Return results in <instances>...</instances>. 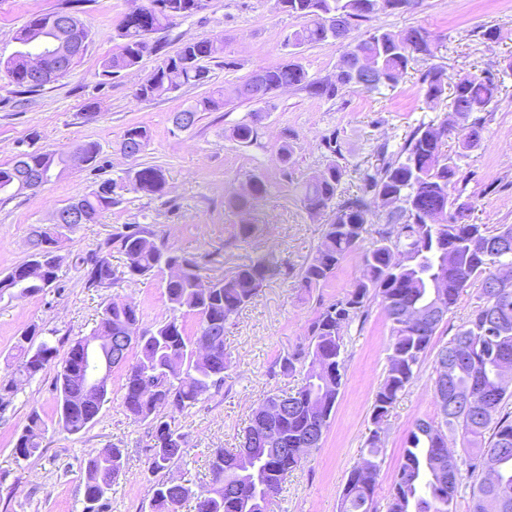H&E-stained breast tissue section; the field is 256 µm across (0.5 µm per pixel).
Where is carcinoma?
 <instances>
[{
    "label": "carcinoma",
    "mask_w": 512,
    "mask_h": 512,
    "mask_svg": "<svg viewBox=\"0 0 512 512\" xmlns=\"http://www.w3.org/2000/svg\"><path fill=\"white\" fill-rule=\"evenodd\" d=\"M158 0H146L137 7L140 18L124 16L116 30L121 41L119 51L101 64L99 75L115 77L137 66L142 55L141 43H151L159 53L162 43L151 35L170 28L178 19L198 12L196 0H164L169 10L156 8ZM398 0H276V8L289 16L303 20L299 29L288 35V44L300 47L308 44L339 42L345 52L335 80L317 81L308 78L304 68L290 58L276 66L261 68L254 81L236 85L232 94L256 105L251 120L237 123L232 136L240 143H252L258 138L257 118L263 104L273 91L297 87L309 94L333 99L347 89L381 93L395 86L411 62L417 57L433 56L435 43L422 27L400 31L375 29L362 35L354 34L359 23L379 11H392ZM65 33L81 43L86 50L90 32L76 16V11L62 10L35 14L21 27L15 40L19 48L7 63L12 82L25 92H34L63 77L78 63L68 57H58L49 64V76L33 75L28 68V55L39 45L53 42ZM224 52V46L211 41L185 43L174 55L163 59L138 86L136 96L151 100L183 87L200 86L210 80L203 61ZM425 96L433 101L445 91H451V112L440 125L421 122L393 152L382 146V163L360 173L359 192L348 198L339 193L346 167L340 163L342 153L335 134L322 139L330 161L319 179L311 178L300 187V201L312 214L333 209L334 218L325 225L315 254L302 267L300 283L304 288H319L333 274L339 262L362 247L365 234H370L369 246L362 260L365 275L353 289L334 302L321 306L307 327L306 344L279 359L277 365L284 376L301 375V384L292 394H272L266 403L288 402V422L277 426L279 440L273 450L262 443L252 442V431L258 419L253 413L243 430L239 447L217 448L211 454V481L197 491L165 477L185 453V437L175 425L176 415L195 406L213 388L224 383L227 353L224 335L235 315L257 297L264 282L281 272L283 263L258 257L240 266L229 278L207 281L202 275L206 256L187 254L156 242V234L146 225L127 224L125 229L85 259L87 283L95 288L112 285L111 249L122 252L128 260L131 277H146L177 263L180 278L165 282L170 305L168 319L152 328H141L139 309L132 302H111L101 312L93 330L95 335L111 337L108 355L112 366L125 367L122 405L135 423L148 425L146 445L148 471L157 477L151 486L150 507L153 512H180L183 504L195 499V512H268V508L283 489L288 475L300 467L303 457L293 453L306 441L310 429L326 430L343 384L342 367L345 344L342 335L346 325L367 316L372 301H379L390 323V350H399L404 357H389V366L382 386L376 394L373 408L381 409L374 417L380 423L413 383L418 367L426 355L432 337L442 321L413 328L403 316L437 297L442 300L444 313L455 306L460 293L470 282L478 280L481 288L478 305L459 325L456 334L469 336L470 347L459 352L448 366V384L455 391L470 395L476 403L491 398L493 411L485 416L477 411L452 421L443 418L442 425L457 432L466 447H476L468 454L466 470H461L458 458L443 444L441 432L433 422L418 420L410 431L400 464V478L391 492L389 512H453L459 485L471 480L472 512H489L486 499L493 494L501 499L499 512H512V411L505 410L512 400V383H499L496 367L500 359L512 360V332L496 335L483 323L487 308L502 305L512 321V292L500 299L494 293V278L502 268L512 269V224H500L490 231L483 224L471 223L476 209L475 195L457 186L456 159L442 154L443 138L454 134L463 149H472L471 137L483 140V125L477 113L487 111L501 92L500 78L483 74H466L448 81L439 67L431 66L421 75ZM224 90L217 89L187 108L173 113L172 119H182L194 126L201 112H216L224 108ZM31 150L18 154L0 165V196L14 198L29 190L31 183L47 182L68 169L67 160L74 148L85 154V162L93 166L100 154L95 142L78 143L61 151H43L35 147L37 132L29 134ZM127 149L131 160H138L148 145V132L143 127L127 129L119 142ZM253 181L249 193L228 200L230 208L248 214L268 198L274 185L260 175H250ZM148 195L165 194L166 178L153 165H140L128 171L120 180L107 179L85 194L71 198L57 212V223L69 224L74 214L83 223L94 224L99 215L118 204L120 192L126 187ZM379 207L386 208L385 223L369 230L372 217ZM51 233L33 231L31 248L33 261L29 268L22 295L37 294L57 279V258L42 264L36 260L45 239ZM193 314L198 318L194 335L185 334L183 319ZM139 334L135 343L128 336ZM36 328L26 330L17 338L15 348L22 355L17 374L32 379L55 359L57 348L42 341L31 347ZM85 337L73 340L58 371L55 389L58 392L62 428L78 433L95 420L87 406L80 383L87 370L83 353ZM137 359L128 362L131 350ZM45 424L33 411L14 445L15 454L24 459L41 447ZM285 448L281 454L277 449ZM498 448L505 452L494 456L496 482L487 484L485 461ZM246 451L259 459L256 470L245 471L239 466ZM126 458L123 448H101L85 461L83 500L85 512H96L106 506V495L121 473ZM382 461L378 432L368 440L367 455L350 471L349 493L342 498V512H376L375 490Z\"/></svg>",
    "instance_id": "carcinoma-1"
}]
</instances>
